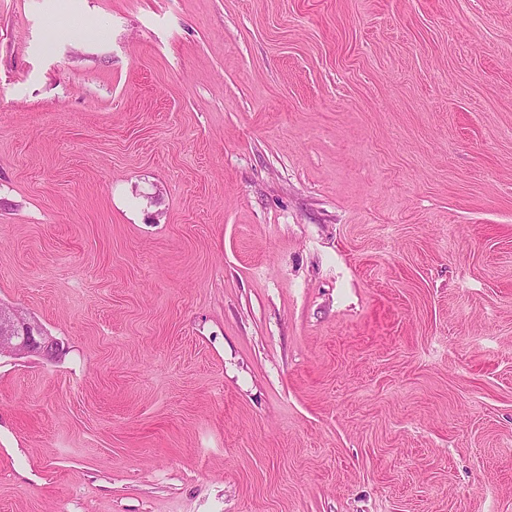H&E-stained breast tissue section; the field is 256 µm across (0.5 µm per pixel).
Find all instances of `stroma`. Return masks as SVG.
Masks as SVG:
<instances>
[{"instance_id":"stroma-1","label":"stroma","mask_w":512,"mask_h":512,"mask_svg":"<svg viewBox=\"0 0 512 512\" xmlns=\"http://www.w3.org/2000/svg\"><path fill=\"white\" fill-rule=\"evenodd\" d=\"M0 512H512V0H0ZM59 345L37 322L17 311L0 308V354H38L50 358L59 351Z\"/></svg>"}]
</instances>
